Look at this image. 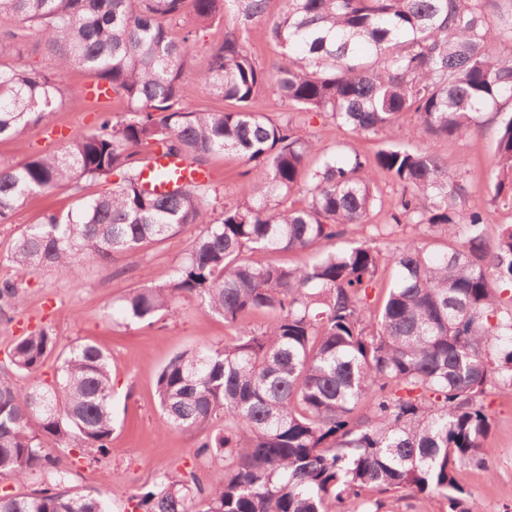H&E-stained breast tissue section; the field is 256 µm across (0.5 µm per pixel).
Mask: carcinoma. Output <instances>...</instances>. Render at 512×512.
I'll list each match as a JSON object with an SVG mask.
<instances>
[{"label":"carcinoma","mask_w":512,"mask_h":512,"mask_svg":"<svg viewBox=\"0 0 512 512\" xmlns=\"http://www.w3.org/2000/svg\"><path fill=\"white\" fill-rule=\"evenodd\" d=\"M269 3L0 0V17L14 21L0 33V58L13 57L0 62V137L58 111L73 67L127 104L59 151L0 168L1 224L36 191L117 177L76 210L22 231L0 311L22 304L20 288L37 271L65 279L75 262L115 253L136 263L146 244L196 228L169 281L134 289L120 313L151 325L196 299L233 330L222 345L174 354L156 378L163 427L204 434L197 455L224 460V482L164 471L135 508L371 512L364 492L409 491L473 512L454 472L485 463L486 386L512 388V225L488 242L486 212L463 208L462 165L449 168L401 131L412 112L423 140L449 139L495 112L493 198L512 204V0H284L264 31L282 57L264 67L242 31L266 19ZM229 5L240 29L224 32L193 73L227 107L192 111L183 86L200 28ZM188 13L196 27L174 34ZM33 27L54 56L51 71L22 63ZM268 91L285 103L278 120L256 108ZM313 114L356 136H393L372 160L326 153L305 133ZM160 150L199 167L232 151L253 176L214 217L208 181L167 196L144 188L142 170ZM382 177L401 190L393 223L423 225L448 238L444 248L402 241L385 252L356 238ZM301 187L304 202H288ZM314 245L310 261L274 259ZM257 312L273 320L253 327ZM54 354L53 381L34 380ZM112 400L99 346L60 351L48 326L16 338L0 365V479L50 482L0 494V512H111L100 495L74 491L59 462L77 448L116 452Z\"/></svg>","instance_id":"carcinoma-1"}]
</instances>
